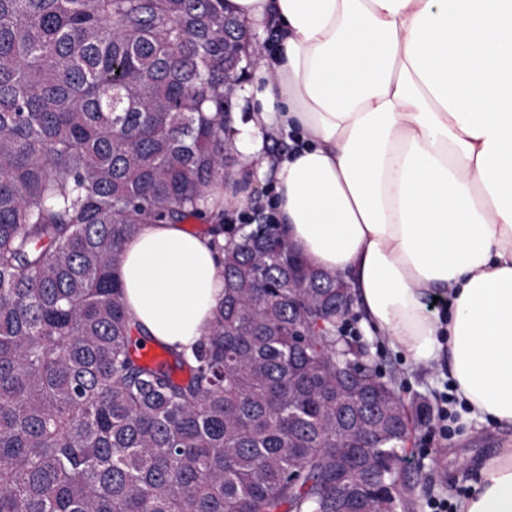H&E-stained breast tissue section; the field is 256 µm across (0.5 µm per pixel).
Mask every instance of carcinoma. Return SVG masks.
<instances>
[{
    "mask_svg": "<svg viewBox=\"0 0 512 512\" xmlns=\"http://www.w3.org/2000/svg\"><path fill=\"white\" fill-rule=\"evenodd\" d=\"M225 0H0V512L412 507L396 383L338 323L342 279L227 224ZM206 225L224 299L187 355L115 275L141 224ZM212 206L215 210L224 208V211H238L249 204L247 193L233 194L222 191L220 187H214L210 190Z\"/></svg>",
    "mask_w": 512,
    "mask_h": 512,
    "instance_id": "carcinoma-1",
    "label": "carcinoma"
}]
</instances>
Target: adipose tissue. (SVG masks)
Here are the masks:
<instances>
[{
	"label": "adipose tissue",
	"instance_id": "ef3b65f1",
	"mask_svg": "<svg viewBox=\"0 0 512 512\" xmlns=\"http://www.w3.org/2000/svg\"><path fill=\"white\" fill-rule=\"evenodd\" d=\"M251 30L259 104L238 175L275 179L289 243L350 284L366 332L447 362L469 418L512 425V0H226ZM284 136L270 155L267 139ZM117 272L152 340L191 351L224 297L222 257L184 225H140ZM447 301L433 313L430 298ZM459 512H512V446Z\"/></svg>",
	"mask_w": 512,
	"mask_h": 512
}]
</instances>
